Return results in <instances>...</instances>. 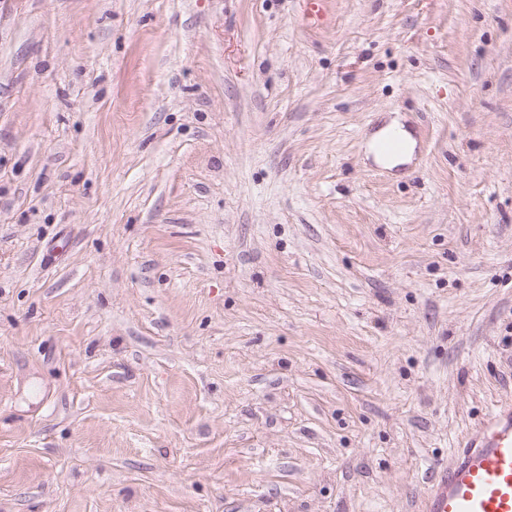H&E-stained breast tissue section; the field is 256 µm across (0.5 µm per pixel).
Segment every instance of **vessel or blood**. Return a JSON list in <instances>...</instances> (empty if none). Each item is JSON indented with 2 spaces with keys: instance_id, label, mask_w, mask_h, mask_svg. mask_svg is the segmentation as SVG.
Wrapping results in <instances>:
<instances>
[{
  "instance_id": "1",
  "label": "vessel or blood",
  "mask_w": 512,
  "mask_h": 512,
  "mask_svg": "<svg viewBox=\"0 0 512 512\" xmlns=\"http://www.w3.org/2000/svg\"><path fill=\"white\" fill-rule=\"evenodd\" d=\"M422 512H512V401L485 415L438 469Z\"/></svg>"
}]
</instances>
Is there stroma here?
<instances>
[{
  "label": "stroma",
  "mask_w": 512,
  "mask_h": 512,
  "mask_svg": "<svg viewBox=\"0 0 512 512\" xmlns=\"http://www.w3.org/2000/svg\"><path fill=\"white\" fill-rule=\"evenodd\" d=\"M323 2L0 0V512H421L512 399V0ZM390 131H396L400 134L402 139V149L393 155L384 156L380 152L376 151L375 145L379 139H381L385 134H387ZM412 148L413 142L410 135L397 122H392L378 132L374 140V143L371 147V150L373 152L374 159L376 160V162L387 167H392L407 160L412 151Z\"/></svg>",
  "instance_id": "stroma-1"
}]
</instances>
